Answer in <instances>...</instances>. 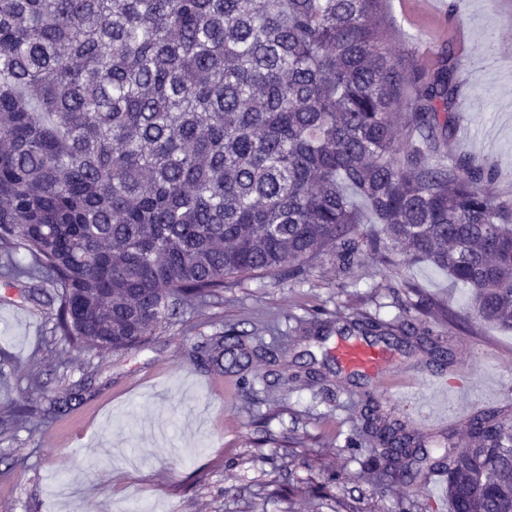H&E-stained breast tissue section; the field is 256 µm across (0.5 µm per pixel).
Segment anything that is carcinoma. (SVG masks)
<instances>
[{"label": "carcinoma", "mask_w": 512, "mask_h": 512, "mask_svg": "<svg viewBox=\"0 0 512 512\" xmlns=\"http://www.w3.org/2000/svg\"><path fill=\"white\" fill-rule=\"evenodd\" d=\"M382 2L0 0V277L57 304L69 347L128 351L239 275L296 277L322 256L351 269L377 248L359 226L378 224L402 262L448 272L476 318L512 329V198L493 168L438 159L459 112L453 50L430 67L393 55ZM432 307L338 332L449 369L419 320ZM243 353L231 329L195 359L222 372ZM85 400L68 389L8 422ZM360 418L376 481L439 469L450 512H512L511 412L475 411L439 458L374 400Z\"/></svg>", "instance_id": "1"}]
</instances>
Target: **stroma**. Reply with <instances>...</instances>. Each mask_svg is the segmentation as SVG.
<instances>
[{
    "mask_svg": "<svg viewBox=\"0 0 512 512\" xmlns=\"http://www.w3.org/2000/svg\"><path fill=\"white\" fill-rule=\"evenodd\" d=\"M441 19H414L408 0H386L396 49L429 57L426 28L456 26L458 78L466 87L447 151L494 166L496 193L512 196V64L471 69L470 56L495 43L507 49L512 7L497 0H440ZM386 248L365 251L352 270L322 257L298 277L240 276L210 305L187 306L148 341L128 352H89L59 366L52 306L20 297L18 282L0 277V415L37 400L29 386L41 374L49 388L91 379L96 390L60 422L0 427V512H124L137 498L155 512H443L445 484L429 474L414 488L374 482L373 455L359 408L377 400L404 418L396 382L425 376L426 357L395 347V366L380 377L309 384L306 368H336L339 335H303L299 323L343 324L364 314L392 320L420 298L434 307L423 320L454 355V374L476 367L480 383L460 404L512 410V330L478 322L467 292L426 262L386 263ZM452 311L464 328L448 324ZM243 333L246 367L220 374L191 354L203 337ZM281 347L276 361L256 346Z\"/></svg>",
    "mask_w": 512,
    "mask_h": 512,
    "instance_id": "35a3bbf8",
    "label": "stroma"
}]
</instances>
